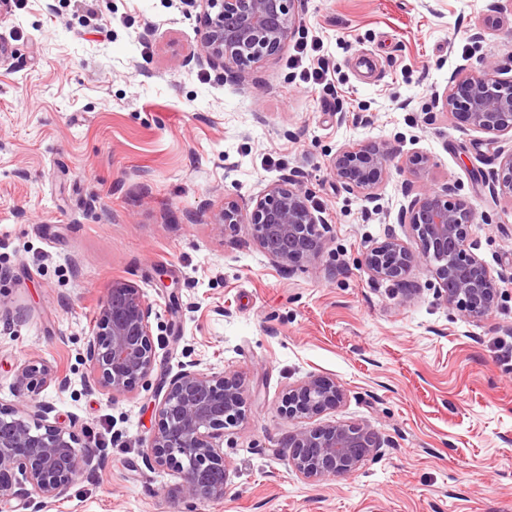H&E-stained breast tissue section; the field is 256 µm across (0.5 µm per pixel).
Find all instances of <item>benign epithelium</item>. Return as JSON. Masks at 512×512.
I'll use <instances>...</instances> for the list:
<instances>
[{
    "mask_svg": "<svg viewBox=\"0 0 512 512\" xmlns=\"http://www.w3.org/2000/svg\"><path fill=\"white\" fill-rule=\"evenodd\" d=\"M191 2L199 8L197 42L182 65L230 69L243 80L292 41L305 0ZM498 71L492 61L479 72L458 69L441 98L442 109L459 124L485 134L512 131V79L497 77ZM330 168L347 191L373 199L389 176L390 149L376 143L346 145L331 158ZM493 192L512 198V153L499 163ZM312 198V190L290 175L254 197L246 212L236 199L224 198L217 224L251 225L261 250L277 266L289 268L315 257L321 248L319 227L326 220ZM474 221L467 202L452 197L451 189H426L402 210V225L416 248L389 231L364 251L361 263L374 280L398 285L407 283L412 268L423 266L448 310L484 317L498 305L503 274L493 275L475 253ZM152 314L141 288L127 281L112 284L85 344L89 387L113 398L152 374ZM16 377L22 400L9 407L0 404V502L15 499L27 512H43L68 492L89 464L90 450L73 428L50 421L51 403L37 400L40 390L56 380L45 365L25 363ZM344 398L337 380L312 375L288 393L285 414L312 418L337 408ZM244 405L245 388L237 376L203 370L195 362L183 364L155 405L146 465L176 471L181 482L174 493L184 500L224 499V428L242 418ZM288 448L295 471L316 482L356 472L382 443L366 424L334 421L297 430L288 437Z\"/></svg>",
    "mask_w": 512,
    "mask_h": 512,
    "instance_id": "7a95c632",
    "label": "benign epithelium"
}]
</instances>
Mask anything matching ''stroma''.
Instances as JSON below:
<instances>
[{"mask_svg":"<svg viewBox=\"0 0 512 512\" xmlns=\"http://www.w3.org/2000/svg\"><path fill=\"white\" fill-rule=\"evenodd\" d=\"M296 43L338 94L301 91L293 46L246 81L185 64L196 44L182 0H0V403L43 362L65 386L40 400L74 425L92 461L46 512H512V199L491 172L512 132L442 111L459 67L496 57L512 78V0H305ZM392 152L378 202L346 191L329 161L348 143ZM416 152L434 163L410 167ZM327 221L315 259L274 265L250 225L214 222L282 176ZM475 214L477 254L507 279L479 319L448 311L432 277L418 293L374 281L363 252L428 188ZM117 281L158 315L157 364L133 391L89 390L82 353ZM239 377L245 413L225 428L223 500L190 502L176 471L149 469L154 404L182 364ZM316 374L346 390L313 418L283 411ZM365 423L384 442L355 473L301 479L286 441L302 427Z\"/></svg>","mask_w":512,"mask_h":512,"instance_id":"35a3bbf8","label":"stroma"}]
</instances>
